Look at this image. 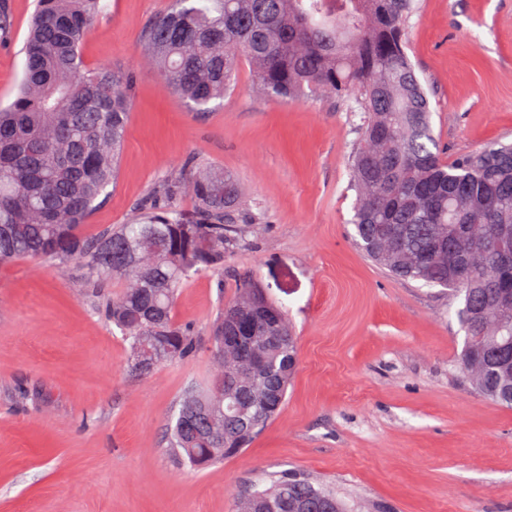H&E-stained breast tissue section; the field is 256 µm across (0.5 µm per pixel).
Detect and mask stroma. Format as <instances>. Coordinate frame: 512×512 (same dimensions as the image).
Listing matches in <instances>:
<instances>
[{
  "instance_id": "obj_1",
  "label": "stroma",
  "mask_w": 512,
  "mask_h": 512,
  "mask_svg": "<svg viewBox=\"0 0 512 512\" xmlns=\"http://www.w3.org/2000/svg\"><path fill=\"white\" fill-rule=\"evenodd\" d=\"M81 56L131 78V115L95 233L128 223L189 160L234 173L260 222L223 275L180 289L177 321L195 356L129 372L82 265H0V512H232L252 485L291 472L349 512H512V408L473 390L447 291L389 276L354 240L349 161L362 114L325 96L278 101L248 69L210 112L170 93L144 56L143 26L171 0H102ZM0 103L23 75L35 0H7ZM408 54L434 109L445 159L512 143V0H417ZM282 303L299 352L282 412L239 455L179 465L167 427L184 388L210 370L213 320L242 278Z\"/></svg>"
}]
</instances>
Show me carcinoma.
<instances>
[{"label":"carcinoma","mask_w":512,"mask_h":512,"mask_svg":"<svg viewBox=\"0 0 512 512\" xmlns=\"http://www.w3.org/2000/svg\"><path fill=\"white\" fill-rule=\"evenodd\" d=\"M101 0H37L13 101L0 105V265L77 260L99 311L129 346L139 377L196 352L174 318L180 288L224 270L256 218L236 177L195 166L163 180L137 222L88 236L84 223L118 173L130 118L128 76L85 69L80 48ZM414 0H174L141 35L162 82L196 111L231 93L242 67L269 98L311 90L364 112L350 173L357 245L392 275L448 289L460 301V369L485 397L512 406V144L442 158L430 98L406 52ZM193 199L191 214L177 200ZM120 290L104 293L110 280ZM266 301V340L227 344L237 306ZM213 374L187 388L169 447L196 470L239 454L283 409L297 344L283 305L244 278L212 325ZM263 359L250 377L239 360ZM251 382H246L247 378ZM346 512L332 491L292 476L254 487L234 512Z\"/></svg>","instance_id":"1"}]
</instances>
